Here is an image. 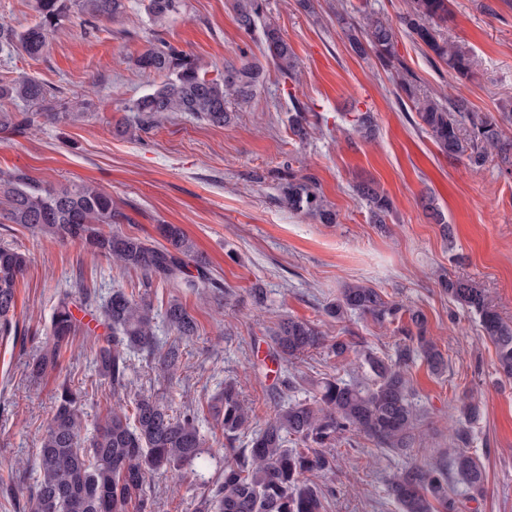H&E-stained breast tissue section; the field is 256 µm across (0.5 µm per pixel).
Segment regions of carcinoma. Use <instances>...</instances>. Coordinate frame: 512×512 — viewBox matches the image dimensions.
Returning a JSON list of instances; mask_svg holds the SVG:
<instances>
[{
	"label": "carcinoma",
	"instance_id": "cac0c4a2",
	"mask_svg": "<svg viewBox=\"0 0 512 512\" xmlns=\"http://www.w3.org/2000/svg\"><path fill=\"white\" fill-rule=\"evenodd\" d=\"M267 0H236V21L247 34L259 35L264 60L241 54L239 61L224 63V71L208 77L198 61L171 45L152 46L136 59L138 69L164 80L150 92L129 101L132 118L121 121L115 132L136 138L161 126L170 114L203 120L215 127L230 121L229 105L246 104L256 95L266 76L265 64L280 76L298 82L300 69L292 45L272 16ZM148 21L163 25L181 13L184 0H143ZM126 0H34L38 22L23 30L0 23V52L40 57L51 31L77 14L91 20H111L126 12ZM449 0H407V8L392 21L380 10L356 19L346 10L336 11L351 50L359 57L374 56L396 75L397 101L415 112L413 121L442 154L464 158L474 169L497 157L501 170L512 174V140L503 135L501 123L512 122V101L500 104V117L474 111L466 97H445L421 92L413 70L398 54V35L403 33L425 54L430 63L448 67L458 80H472L477 60L459 42L443 35L448 24ZM61 91L32 78L0 80V100L20 101L24 108L0 111V132L37 130L43 125L66 123L79 112L57 111ZM288 127L304 142L317 130L307 107L291 100ZM279 202L294 214L309 216L321 224L337 223V214L322 195L314 177L293 171L278 184ZM358 193L373 224H385L392 214L389 197L374 183L364 182ZM0 194L8 208L3 218L38 231L45 240L75 244L107 258L123 271L143 276L142 287L156 282L183 285L222 305L232 290L212 275L198 257L195 244L177 224L158 227L163 242L146 240L105 225L129 221L112 202V195L87 182L66 187L42 186L27 172L15 170L0 176ZM29 258L17 246L0 241V336L17 331L16 288ZM448 298L479 323L481 332L495 346L497 369L512 378V324L505 321L485 291L469 280L439 276ZM90 305L86 288L64 287L57 291L48 327V341L27 364L33 378L55 372L63 351L77 336L92 345V367L107 380L112 395L131 390L133 358L146 354L157 369L171 375L183 358V343L198 335V324L178 298L162 312L134 290L114 288L97 304L111 328V336L99 344L84 331L74 310ZM325 314L341 321L353 315L397 325L403 336L394 354L381 357L360 350L361 374L352 380L326 378L311 399L294 396L296 381L285 364L311 348L324 346L341 357L354 348L347 340L326 341L310 323L294 317L281 320L271 333V360L283 367L279 381L281 400L264 425L256 422L255 410L245 399L238 382L226 379L206 401L177 412L155 395L138 392L133 410L121 403L109 405L93 431L82 412V394L71 381L58 382L50 418L40 436L36 457L37 479L26 495L24 512H152L151 478L168 474L180 483L192 475L202 492L193 500V512H324V493L306 474L330 478L336 468L332 448L341 440L364 438L388 452L406 451L420 440L418 415L407 368L417 360L441 376L448 360L428 336L427 317L420 309L388 299L376 288L349 283ZM171 335L157 333V318ZM459 420L454 440L460 450L450 466L415 464L388 478V496L400 512H457L448 499V468L456 470L467 487L481 493L485 470L479 459L465 450L469 426L480 417V405L470 395L459 398ZM213 417L224 441L205 447L200 424Z\"/></svg>",
	"mask_w": 512,
	"mask_h": 512
}]
</instances>
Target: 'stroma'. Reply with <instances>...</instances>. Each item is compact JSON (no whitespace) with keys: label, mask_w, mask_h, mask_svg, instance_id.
<instances>
[{"label":"stroma","mask_w":512,"mask_h":512,"mask_svg":"<svg viewBox=\"0 0 512 512\" xmlns=\"http://www.w3.org/2000/svg\"><path fill=\"white\" fill-rule=\"evenodd\" d=\"M341 3L356 16L380 8L393 19L407 0H318L312 15L295 0H268L301 64L300 81L284 82L267 69L256 97L221 128L175 114L138 140L113 132L127 116V102L160 82L134 64L149 45L167 42L213 74L240 53L262 55L258 36L239 28L234 0H185L182 12L159 27L149 23L142 0H128L116 20L65 23L39 58L0 54V79L27 76L61 88L68 111L79 115L73 122L0 137V171L19 168L55 187L96 182L129 217L120 232L155 242L157 225H180L213 274L233 290L221 307L188 288L156 284L148 290L159 310L179 297L199 326L176 375H164L151 361H133V390L155 392L175 410L232 378L254 407L257 423H265L278 402L277 366L267 358L269 330L289 315L315 324L326 338L353 337L378 354H393L399 340L393 326L324 315L323 306L345 284L361 282L420 308L448 359L440 376L418 361L407 369L423 442L402 455L363 439L339 444L326 512H398L386 495L387 476L449 459L456 399L465 392L481 406L470 449L485 468L486 491L473 495L452 474L448 493L458 512H512V380L497 373L495 347L474 316L449 300L437 282L442 272L473 281L512 321V175L502 173L494 158L475 171L466 160L440 153L400 110L390 72L375 58L351 51L334 15ZM450 9L447 35L478 58L475 79L456 81L403 35L398 53L430 92L460 94L475 111L498 114L500 102L512 98V0H451ZM294 97L320 121L305 142L288 128ZM354 112L374 114L372 139L352 131ZM291 169L316 177L336 223H316L277 203L279 178ZM365 179L392 201L386 226L368 221L355 191ZM424 196L434 197L447 225L427 218ZM2 238L30 257L16 292L18 333L0 337V478L24 491L35 476L17 463L35 461L58 382L71 377L91 423L105 414L110 397L90 364V347L78 341L64 352L59 372L35 381L26 370L47 340L57 290L71 279L107 292L130 287L138 277L78 246L48 243L18 224L0 223ZM256 283L266 291L260 307L249 296ZM357 365L352 351L342 358L311 351L291 368L300 379L297 397L311 396L322 377L350 379ZM153 483V512H191L198 493L191 480L176 487L159 474Z\"/></svg>","instance_id":"obj_1"}]
</instances>
